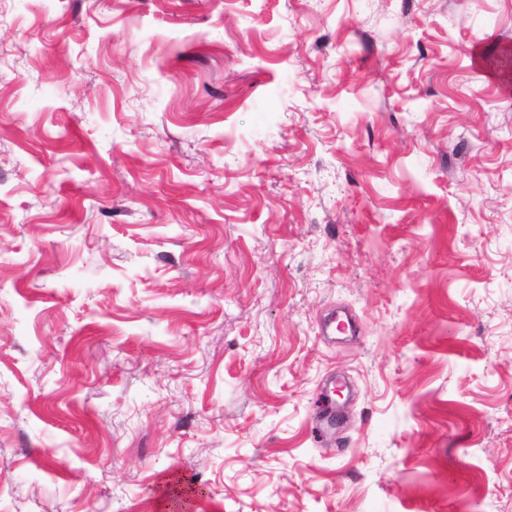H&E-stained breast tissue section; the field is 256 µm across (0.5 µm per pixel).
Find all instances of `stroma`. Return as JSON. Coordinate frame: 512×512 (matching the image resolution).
I'll return each instance as SVG.
<instances>
[{
  "label": "stroma",
  "mask_w": 512,
  "mask_h": 512,
  "mask_svg": "<svg viewBox=\"0 0 512 512\" xmlns=\"http://www.w3.org/2000/svg\"><path fill=\"white\" fill-rule=\"evenodd\" d=\"M506 50L512 0H0V512H512Z\"/></svg>",
  "instance_id": "1"
}]
</instances>
